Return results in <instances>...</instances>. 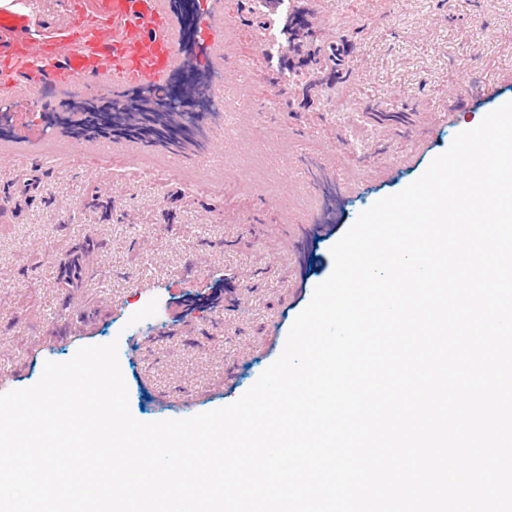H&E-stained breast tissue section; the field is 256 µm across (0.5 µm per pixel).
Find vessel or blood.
<instances>
[{"instance_id": "vessel-or-blood-1", "label": "vessel or blood", "mask_w": 512, "mask_h": 512, "mask_svg": "<svg viewBox=\"0 0 512 512\" xmlns=\"http://www.w3.org/2000/svg\"><path fill=\"white\" fill-rule=\"evenodd\" d=\"M82 31L67 22L42 24L27 0L0 6V85L23 79L70 85L100 77L113 83H164L180 67L176 29L162 0H78Z\"/></svg>"}]
</instances>
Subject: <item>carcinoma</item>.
I'll return each instance as SVG.
<instances>
[{"label":"carcinoma","instance_id":"obj_1","mask_svg":"<svg viewBox=\"0 0 512 512\" xmlns=\"http://www.w3.org/2000/svg\"><path fill=\"white\" fill-rule=\"evenodd\" d=\"M250 14L266 31L272 22L281 24L284 43L279 45L278 64L267 70L264 80L282 106L310 108V91L330 88L336 73L348 67L343 42H327L314 35L299 9L284 12V0H252Z\"/></svg>","mask_w":512,"mask_h":512}]
</instances>
